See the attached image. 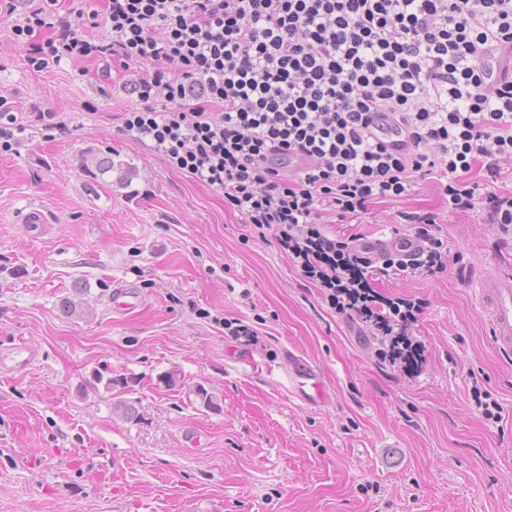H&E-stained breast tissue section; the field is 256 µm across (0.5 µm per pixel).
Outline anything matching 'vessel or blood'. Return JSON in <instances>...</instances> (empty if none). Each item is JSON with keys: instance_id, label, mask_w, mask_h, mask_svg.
Here are the masks:
<instances>
[{"instance_id": "b4317fda", "label": "vessel or blood", "mask_w": 512, "mask_h": 512, "mask_svg": "<svg viewBox=\"0 0 512 512\" xmlns=\"http://www.w3.org/2000/svg\"><path fill=\"white\" fill-rule=\"evenodd\" d=\"M479 303L486 317L495 343L500 350L512 352V273L496 272L479 283ZM143 303L134 285L125 284L112 292V308L130 312ZM288 381L292 392L306 405L319 406L328 399V391L321 371L297 358L288 360Z\"/></svg>"}]
</instances>
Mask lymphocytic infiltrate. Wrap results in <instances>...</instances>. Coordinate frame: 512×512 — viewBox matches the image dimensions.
Segmentation results:
<instances>
[{
	"label": "lymphocytic infiltrate",
	"instance_id": "f902f5d3",
	"mask_svg": "<svg viewBox=\"0 0 512 512\" xmlns=\"http://www.w3.org/2000/svg\"><path fill=\"white\" fill-rule=\"evenodd\" d=\"M40 0L14 41L36 71L102 60L131 72L121 131L222 193L244 223L270 235L331 308L377 336L413 375L424 349L409 336L419 303L372 286L374 271L434 276L448 248L415 225L410 260L380 268L321 229L319 206L360 213L432 181L449 211L483 210L512 232V74L493 78L489 51L512 44V0ZM105 24V37L89 28ZM402 135L389 148L373 117ZM485 169L492 188L472 182Z\"/></svg>",
	"mask_w": 512,
	"mask_h": 512
}]
</instances>
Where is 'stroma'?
I'll return each instance as SVG.
<instances>
[{
    "label": "stroma",
    "mask_w": 512,
    "mask_h": 512,
    "mask_svg": "<svg viewBox=\"0 0 512 512\" xmlns=\"http://www.w3.org/2000/svg\"><path fill=\"white\" fill-rule=\"evenodd\" d=\"M16 22L0 15V94L70 132L34 126L0 150V512H512V356L477 297L483 275L512 270V234L449 211L428 183L361 213L323 211L344 242L406 232L404 212L437 218L447 272L374 280L423 304L411 333L426 363L404 375L273 237L122 134L125 71L105 85L95 61L35 71ZM91 150L117 169L93 176ZM33 209L42 231L21 222ZM125 283L144 300L126 315L111 304ZM292 354L323 373L325 405L289 391ZM170 371L177 386L162 381ZM476 382L502 424L479 410Z\"/></svg>",
    "instance_id": "stroma-1"
}]
</instances>
